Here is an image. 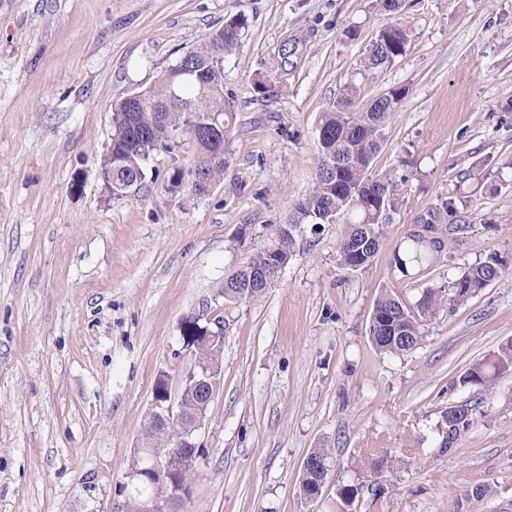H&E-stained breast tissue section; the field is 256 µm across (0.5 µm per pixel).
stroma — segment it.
Wrapping results in <instances>:
<instances>
[{"label": "stroma", "instance_id": "35a3bbf8", "mask_svg": "<svg viewBox=\"0 0 512 512\" xmlns=\"http://www.w3.org/2000/svg\"><path fill=\"white\" fill-rule=\"evenodd\" d=\"M238 14L224 178L171 196L161 154L138 193L109 194L113 104ZM406 16L405 53L365 74L379 0H0V512H122L155 382L179 398L196 362L184 324L218 315L221 385L180 512H341L337 488L370 483L375 448L401 463L356 512H512V375L454 448L436 431L473 398L464 375L512 338V271L425 322L411 353L369 337L382 290L413 303L491 253L512 262V0H406ZM350 82L365 101L408 90L374 160L404 201L376 260L345 268L341 225L307 230L260 299L225 305V274L309 191L319 116ZM443 194L449 249L399 273L395 251ZM315 448L332 455L311 505L297 487ZM486 483L494 496L471 497Z\"/></svg>", "mask_w": 512, "mask_h": 512}]
</instances>
